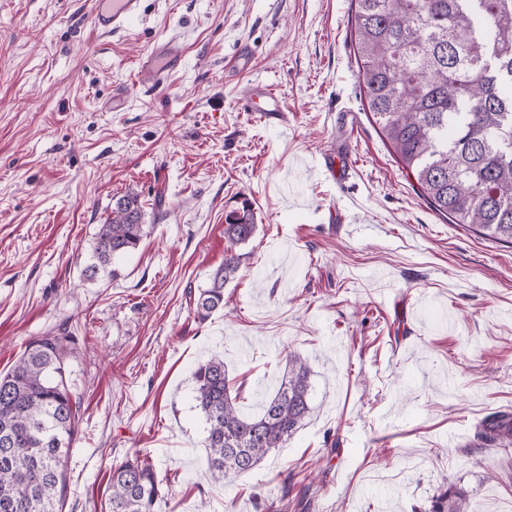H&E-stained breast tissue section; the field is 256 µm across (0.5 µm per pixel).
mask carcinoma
<instances>
[{
    "label": "carcinoma",
    "mask_w": 512,
    "mask_h": 512,
    "mask_svg": "<svg viewBox=\"0 0 512 512\" xmlns=\"http://www.w3.org/2000/svg\"><path fill=\"white\" fill-rule=\"evenodd\" d=\"M359 80L369 112L428 204L452 224L512 244V0H354ZM245 198L224 219L229 247L194 297L205 321L224 309V285L241 264L236 248L256 234ZM145 233L137 196L119 197L85 268L114 275L112 260ZM68 336L30 339L0 373V512H63L67 462L79 402L67 376ZM307 359L288 353V372L263 410L243 415L224 360L194 372L196 408L207 424L208 466L220 484L284 445L311 413ZM478 438L512 451V415L485 420ZM162 480L147 459L112 469L106 512H154ZM466 492L449 485L428 512H466Z\"/></svg>",
    "instance_id": "obj_1"
}]
</instances>
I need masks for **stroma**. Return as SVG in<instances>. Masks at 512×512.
<instances>
[{"label": "stroma", "instance_id": "1", "mask_svg": "<svg viewBox=\"0 0 512 512\" xmlns=\"http://www.w3.org/2000/svg\"><path fill=\"white\" fill-rule=\"evenodd\" d=\"M91 8L0 0V372L33 337L75 338L66 512H102L137 455L163 481L155 512H271L308 476L311 512H428L451 484L468 512H512V453L476 437L512 413V245L449 223L399 167L361 96L352 0H144L116 36ZM159 40L181 64L151 90L134 70ZM255 81L284 120L241 108ZM344 133L340 184L321 156ZM126 194L146 234L116 277L87 278ZM243 197L256 234L199 320ZM289 350L311 369L309 419L215 485L194 371L223 358L254 415Z\"/></svg>", "mask_w": 512, "mask_h": 512}]
</instances>
